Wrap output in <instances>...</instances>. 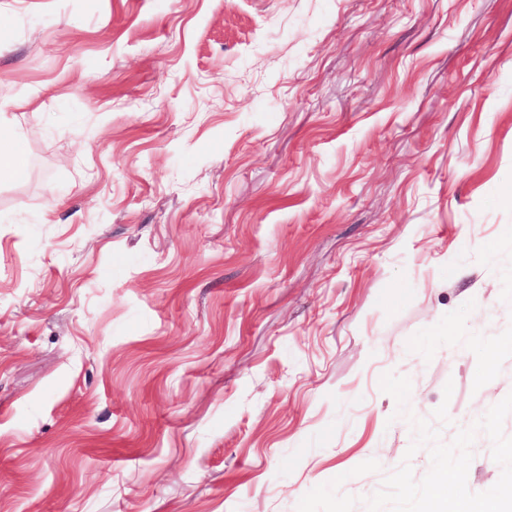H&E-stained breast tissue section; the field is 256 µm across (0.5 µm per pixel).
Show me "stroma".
<instances>
[{"label":"stroma","instance_id":"1","mask_svg":"<svg viewBox=\"0 0 512 512\" xmlns=\"http://www.w3.org/2000/svg\"><path fill=\"white\" fill-rule=\"evenodd\" d=\"M0 98V512H366L383 374L512 393V0H0Z\"/></svg>","mask_w":512,"mask_h":512}]
</instances>
